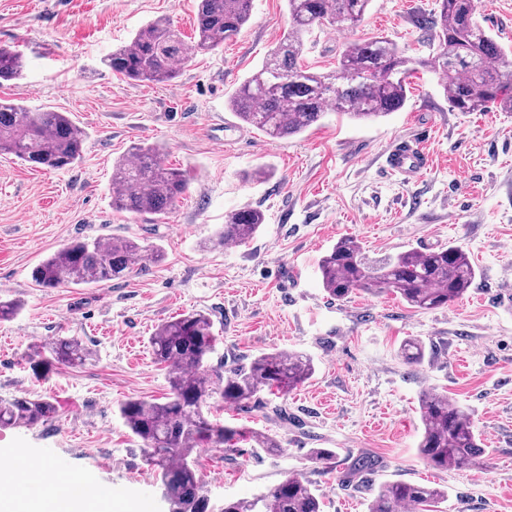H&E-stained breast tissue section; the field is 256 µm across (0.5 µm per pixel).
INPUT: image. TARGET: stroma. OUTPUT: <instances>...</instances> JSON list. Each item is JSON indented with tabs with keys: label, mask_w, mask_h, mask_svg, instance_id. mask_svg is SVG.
<instances>
[{
	"label": "stroma",
	"mask_w": 512,
	"mask_h": 512,
	"mask_svg": "<svg viewBox=\"0 0 512 512\" xmlns=\"http://www.w3.org/2000/svg\"><path fill=\"white\" fill-rule=\"evenodd\" d=\"M438 0H372L361 25L316 29L303 60L322 74L354 39L384 36L419 64L403 109L375 122L328 112L304 133L272 138L243 124L228 96L269 59L288 32L286 0H254L251 17L223 48L179 65L167 82L129 81L101 63L143 24L170 20L195 29L194 0H0V45L22 56L23 74L0 84V100L33 112H64L87 134L81 163L34 168L0 154V299L21 301L0 323V397L50 398L55 418L0 428V455L25 448L67 471L118 488L147 512H167L140 445L119 407L170 392L149 338L179 315H207L219 338L213 369L274 350L311 357L315 371L264 407L209 410L222 421L264 430L277 449L240 443L200 451L203 490L212 501L250 498L303 474L325 512H368L379 485L427 484L447 493L440 512H512V112L452 108L424 59L433 50L419 21ZM476 17L512 57V0H476ZM401 140L432 156L405 183L380 166ZM152 142L165 163L192 180L157 220L112 208V165ZM257 208L265 222L247 242L220 246L227 213ZM356 237L369 258L453 245L477 269L468 293L450 307L417 311L396 299L358 292L331 300L321 256ZM134 238L144 256L126 279L42 288L31 278L43 259L76 238ZM60 336L90 349L84 364L35 377L24 357ZM431 350L419 365L400 356L403 342ZM447 391L471 415L485 454L463 468L439 470L420 458V397ZM288 415H274V407ZM337 457L314 463L312 449ZM374 459V474H353L352 460Z\"/></svg>",
	"instance_id": "1"
}]
</instances>
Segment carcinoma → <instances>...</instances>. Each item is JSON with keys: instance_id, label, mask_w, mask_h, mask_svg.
I'll return each instance as SVG.
<instances>
[{"instance_id": "1", "label": "carcinoma", "mask_w": 512, "mask_h": 512, "mask_svg": "<svg viewBox=\"0 0 512 512\" xmlns=\"http://www.w3.org/2000/svg\"><path fill=\"white\" fill-rule=\"evenodd\" d=\"M371 0H287L291 20L276 52L227 99L228 108L247 125L274 138L299 135L318 123L328 110L357 121H374L404 107L407 81L417 64L439 75L451 105L461 112H480L497 103L512 112V59L476 19L475 0H439V15L420 21L435 31L431 60L417 61L392 41L373 38L344 44L336 71L324 75L300 64L305 38L316 27L339 26L351 31L364 19ZM252 0H197L194 36L185 40L167 18L136 31L130 42L103 59L112 73L129 81H170L177 64L199 52L224 47L251 16ZM19 56L0 47V82L21 77ZM84 130L62 112H31L24 105L0 101V153H9L31 167L62 169L83 158ZM191 181L186 170L169 167L156 144L132 148L131 158L112 165V208L139 215L169 213ZM264 224L255 208L224 218L217 244L244 243ZM144 257L131 238L75 240L44 259L32 272L42 288L64 283L90 285L129 276ZM322 287L329 298L344 301L353 293H391L418 311L449 307L476 279L469 256L456 246L411 248L381 260L366 256L354 237L340 238L321 257ZM154 362L168 373L171 396L163 402L129 399L119 413L140 443L172 512H323V498L302 475L288 476L250 499H226L216 506L202 493L195 455L201 447L254 448L279 444L262 431L209 419L203 408L220 395L240 409L259 403L261 394H287L313 375L312 359L297 352L273 351L224 371L214 384L206 363L214 353L210 318L190 313L158 325L150 337ZM405 359L420 364L425 345L410 338L401 346ZM89 349L77 338L53 341L49 355L30 360L33 374L57 365L87 360ZM422 430L418 452L436 469L472 465L484 454L469 413L448 395L432 389L420 400ZM56 406L36 397L0 398V428L27 427L51 420ZM444 491L396 481L379 486L368 512H433Z\"/></svg>"}]
</instances>
